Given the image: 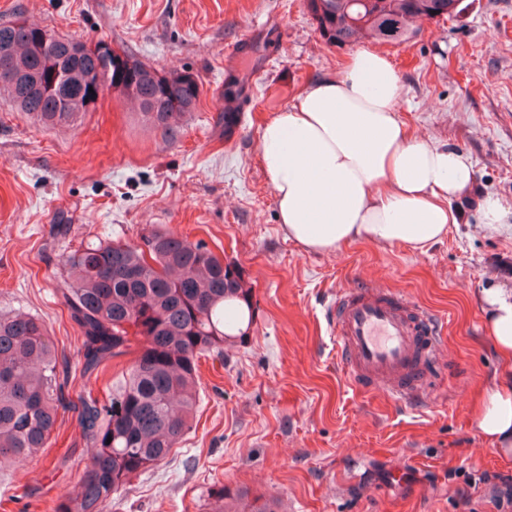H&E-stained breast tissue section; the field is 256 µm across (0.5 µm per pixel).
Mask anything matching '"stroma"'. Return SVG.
Masks as SVG:
<instances>
[{"label":"stroma","instance_id":"1","mask_svg":"<svg viewBox=\"0 0 512 512\" xmlns=\"http://www.w3.org/2000/svg\"><path fill=\"white\" fill-rule=\"evenodd\" d=\"M456 16L414 22L401 44H377L402 86L409 132L468 153L475 189L461 223L417 253L358 242L303 250L284 235L259 157L263 126L296 96L337 76L352 47L328 45L305 0H0V24L22 17L88 44L100 40L162 73L202 84L177 136L117 93L74 123L45 128L0 96V312L47 326L68 392H102L81 374L78 328L61 304L64 256L88 240L141 243L152 230L201 241L252 286L246 341L201 358L191 428L166 463L133 477L112 512H209L264 496L271 512H493L490 485L512 473L470 424L476 391L499 368L484 330V288L512 287V223L481 224L486 195L512 203V0H463ZM251 42L232 71L226 49ZM261 81H254L256 70ZM240 124L224 135V90ZM396 288L445 319L440 375L424 402L402 404L348 384L326 310L336 293ZM91 448L76 414L60 413L47 448L0 470L6 512H53ZM465 465L467 475L449 474ZM404 467L406 479L390 475Z\"/></svg>","mask_w":512,"mask_h":512}]
</instances>
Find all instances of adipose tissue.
<instances>
[{"label":"adipose tissue","instance_id":"adipose-tissue-1","mask_svg":"<svg viewBox=\"0 0 512 512\" xmlns=\"http://www.w3.org/2000/svg\"><path fill=\"white\" fill-rule=\"evenodd\" d=\"M400 79L376 50L352 53L337 77L314 83L260 135V161L285 236L331 253L359 241L423 252L462 215L474 182L466 152L407 135ZM487 336L501 373L482 390L473 425L487 447L512 454V289H483Z\"/></svg>","mask_w":512,"mask_h":512}]
</instances>
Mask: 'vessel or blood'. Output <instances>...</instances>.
<instances>
[{"label": "vessel or blood", "mask_w": 512, "mask_h": 512, "mask_svg": "<svg viewBox=\"0 0 512 512\" xmlns=\"http://www.w3.org/2000/svg\"><path fill=\"white\" fill-rule=\"evenodd\" d=\"M336 355L350 384L402 402L422 399L437 369L442 324L394 288H349L330 306Z\"/></svg>", "instance_id": "vessel-or-blood-1"}]
</instances>
